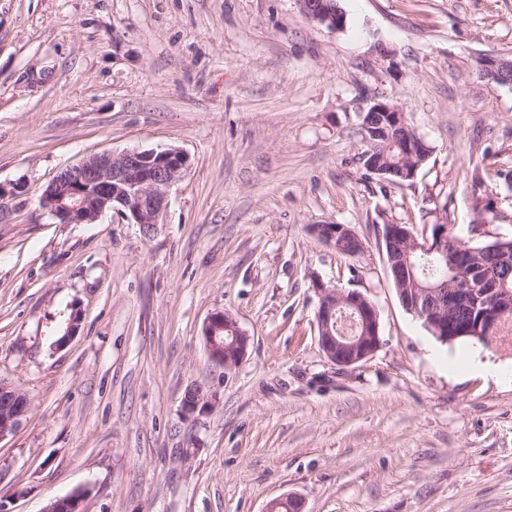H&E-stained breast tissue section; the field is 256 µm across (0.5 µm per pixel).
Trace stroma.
<instances>
[{
  "instance_id": "1",
  "label": "stroma",
  "mask_w": 512,
  "mask_h": 512,
  "mask_svg": "<svg viewBox=\"0 0 512 512\" xmlns=\"http://www.w3.org/2000/svg\"><path fill=\"white\" fill-rule=\"evenodd\" d=\"M0 0V379L30 399L0 441V512H512V347L443 343L401 305L379 230L512 237V0ZM398 104L431 148L412 181L363 166L362 116ZM175 147L188 168L152 232L39 206L96 153ZM489 201L480 234L470 228ZM347 224L350 257L313 229ZM376 307L380 344L342 369L314 281ZM82 321L64 332L73 310ZM230 313L232 370L201 332ZM491 379L456 369L472 354ZM218 404L183 418L185 389ZM303 13L317 22L335 30L343 28L344 14L334 1L330 0H298ZM481 75L500 85H512V61L507 56L480 58ZM225 329L230 334L224 342L218 340V334ZM202 335L207 345V353L210 361L216 366L231 370L245 357L250 336L242 330L237 321L224 311L212 313L203 325ZM81 493H85V491L77 489L64 497L52 499L51 502L46 505L43 512H80L84 499Z\"/></svg>"
}]
</instances>
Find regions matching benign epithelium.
Returning <instances> with one entry per match:
<instances>
[{"label": "benign epithelium", "mask_w": 512, "mask_h": 512, "mask_svg": "<svg viewBox=\"0 0 512 512\" xmlns=\"http://www.w3.org/2000/svg\"><path fill=\"white\" fill-rule=\"evenodd\" d=\"M303 13L335 30L343 28L344 14L332 0H298ZM481 75L500 85H512V61L505 56H487L480 59ZM380 112L394 126L406 125V116L396 104L377 101L369 107ZM187 155L175 148L129 150L120 155L94 154L79 164L69 167L49 184L40 207L61 224H91L104 212L112 210L122 217L140 224L150 232L159 223V217L168 205L169 190L186 170ZM319 237L338 249L343 237L355 236L352 229L334 224L316 226ZM382 244L389 251H398L401 258L391 259L394 275H399L406 258L423 250L431 254L447 255L448 227L436 230L432 240L419 243L412 232L401 230L396 224L385 225ZM319 303L316 320L321 328L318 345L328 362L349 368L367 361L379 345V322L375 306L356 291L338 292L315 284ZM410 311L434 326L436 332L446 330L444 311L434 307L431 299L439 295V287L431 285L414 289ZM452 299L474 310H482L488 325L480 332L462 329L458 336H469L483 341L496 340L495 333L512 319V290L499 284L487 271L467 283ZM230 334L225 341L218 340L224 329ZM210 361L229 371L245 357L250 336L237 321L224 311L212 313L202 329ZM217 403V394H197L190 390L181 401V411L189 418L204 413ZM29 410L28 397L13 384L0 380V441L16 432ZM83 490L58 497L46 505L43 512H81ZM279 504L290 506L291 512H303L304 503L297 496H282L271 500L265 512H275Z\"/></svg>", "instance_id": "7a95c632"}]
</instances>
